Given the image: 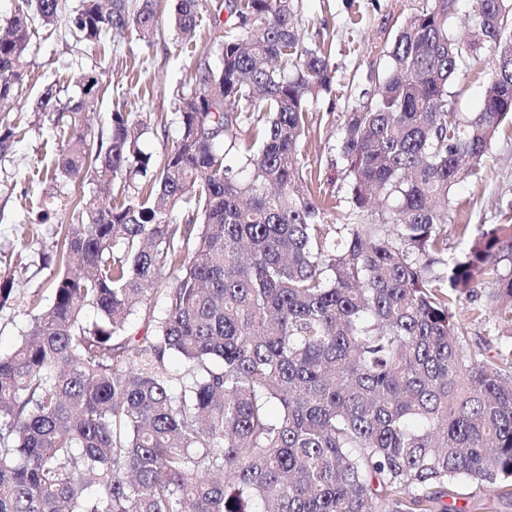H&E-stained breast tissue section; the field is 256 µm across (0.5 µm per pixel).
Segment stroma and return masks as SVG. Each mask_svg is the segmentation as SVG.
Instances as JSON below:
<instances>
[{
    "label": "stroma",
    "instance_id": "1",
    "mask_svg": "<svg viewBox=\"0 0 512 512\" xmlns=\"http://www.w3.org/2000/svg\"><path fill=\"white\" fill-rule=\"evenodd\" d=\"M298 4L305 41L330 45L331 60L338 67L332 92L310 110L300 165L319 176L324 191L340 201L345 197V186L342 163L334 148L340 128L331 123L329 116L354 107L351 84L386 69L397 30L420 10L423 0H298ZM78 5L79 0H59L55 23H34L30 46L22 60L29 80L19 89L13 110L0 112V123L21 132L18 142L0 156V276L12 275L16 286L13 306L0 310L2 353L11 351L26 330L30 321L26 300L44 287L49 275L41 267V254L51 252L59 227L72 221L70 211L64 209L41 216L24 196L25 190L38 184L45 170L54 166L61 146L53 135V122L33 110L38 97L52 83L62 101L77 98L76 72L96 73L106 92L86 114L89 132L95 135L107 129L113 109L131 112L141 123L142 150L162 156L179 136L177 93L181 85L191 83L195 74L199 57L193 49L211 37V0H199L200 25L191 44L182 40L169 23L175 0H163L160 30L150 45L115 30L98 43L76 41L68 20ZM493 58V48H485L479 59L451 83L462 116L480 112ZM451 196L444 231L448 250L454 253L464 245L462 226L474 230L492 223L501 201L512 200V127L501 129L481 161L478 177L458 184ZM32 224L41 227L38 239L29 247H20V239ZM447 504L454 512H512V495H491L472 482L449 496Z\"/></svg>",
    "mask_w": 512,
    "mask_h": 512
}]
</instances>
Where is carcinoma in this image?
<instances>
[{
    "label": "carcinoma",
    "instance_id": "1",
    "mask_svg": "<svg viewBox=\"0 0 512 512\" xmlns=\"http://www.w3.org/2000/svg\"><path fill=\"white\" fill-rule=\"evenodd\" d=\"M159 3L81 0L69 24L88 42L131 27L150 46ZM455 4L424 0L342 114L349 217L299 162L336 66L304 43L296 0H215L221 67L202 47L158 158L130 112L84 130L97 75L80 73L73 103L45 88L36 112L68 114L61 173L117 192L76 201L45 259L49 306L33 292L0 353V512H448L460 482L512 487V203L451 258L444 233L451 189L512 121V0H476L461 37ZM58 8L16 0L0 108L28 80L29 27ZM172 20L193 36L198 0ZM488 45L483 107L465 118L449 85ZM379 198L393 205L363 221ZM158 295L151 333L130 337ZM14 298L0 277V310ZM463 301L490 339L460 332ZM495 340L508 344L491 359Z\"/></svg>",
    "mask_w": 512,
    "mask_h": 512
}]
</instances>
